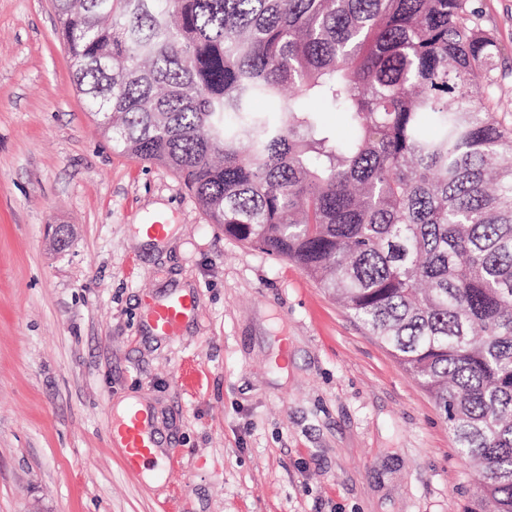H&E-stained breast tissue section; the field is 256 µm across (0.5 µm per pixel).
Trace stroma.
Here are the masks:
<instances>
[{"label": "stroma", "instance_id": "obj_1", "mask_svg": "<svg viewBox=\"0 0 512 512\" xmlns=\"http://www.w3.org/2000/svg\"><path fill=\"white\" fill-rule=\"evenodd\" d=\"M473 5L512 125V0ZM155 214L168 235L143 242ZM180 286L197 312L158 335L146 305ZM125 400L170 470L125 469ZM478 486L430 394L324 288L113 150L52 0H0V512H468Z\"/></svg>", "mask_w": 512, "mask_h": 512}]
</instances>
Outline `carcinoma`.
I'll return each instance as SVG.
<instances>
[{
    "label": "carcinoma",
    "mask_w": 512,
    "mask_h": 512,
    "mask_svg": "<svg viewBox=\"0 0 512 512\" xmlns=\"http://www.w3.org/2000/svg\"><path fill=\"white\" fill-rule=\"evenodd\" d=\"M55 3L113 149L326 288L434 398L473 512H512V132L469 0Z\"/></svg>",
    "instance_id": "obj_1"
}]
</instances>
